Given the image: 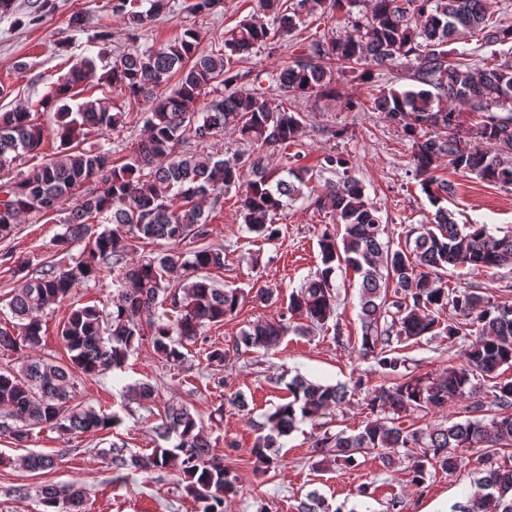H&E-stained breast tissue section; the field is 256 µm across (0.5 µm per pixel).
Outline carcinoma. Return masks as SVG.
Listing matches in <instances>:
<instances>
[{
    "label": "carcinoma",
    "mask_w": 512,
    "mask_h": 512,
    "mask_svg": "<svg viewBox=\"0 0 512 512\" xmlns=\"http://www.w3.org/2000/svg\"><path fill=\"white\" fill-rule=\"evenodd\" d=\"M150 7L142 9V3ZM341 0H258L259 15L224 33L218 47L199 51L196 31L187 29L162 47L132 46L108 64L101 80L129 99L145 102L147 137L123 163L112 158V148L101 144L84 147L94 131L116 130L130 123L131 113L113 112L101 100H89L72 109L65 103L78 95L77 88L96 70L94 59L81 58L36 103L0 112V169L19 159L40 154L45 129L34 123L32 107L55 106L59 139L57 152L28 173L0 180V238H10L22 216H44L50 210L67 211L65 231L52 245L64 252L75 242L84 244L80 255L68 262L43 265L35 275L23 273L8 307L19 320L0 327V348L15 351L37 348L42 341V313L66 301L73 288L108 279L115 285L112 311L97 304L73 307L58 330L69 352L68 362L24 359L15 370L0 372V407L22 422L4 429L17 442L29 430L46 427L77 435L112 431L123 423L119 414L97 411L75 402L73 388L80 377L121 370L129 355L144 341L171 367L184 364L183 349L196 343L202 330L238 313L245 303H273L280 291L218 288L210 271L224 269V248L204 244L210 237V216L204 202L220 206L224 192L244 187L242 221L247 230L266 240L282 233L276 215L287 201L303 195L308 181L299 171L274 179L265 156L250 154L246 160L189 152L183 144H202L238 129L243 140L276 148L296 141L303 126L299 112L271 107L264 92L236 88L238 75L232 64L248 60L252 50L270 34L294 33L302 16L330 13ZM366 12L352 21V32L329 39H313L304 58L287 65L272 77L279 88L295 98L334 93V73L362 69L405 71L421 88L399 91L380 89L372 109L400 127L412 142L415 177L435 208L429 226L413 241L393 248L383 241L385 225L378 208L365 194L362 183L343 171L337 182L324 184L315 204L329 210L333 228L319 239L322 268L288 295L286 312L273 320H257L243 327L234 348L269 350L279 345L292 328L290 318L307 324L311 333L336 316L337 287L333 275L345 268L359 278L362 335L358 354L372 359L394 376L390 385L375 389L367 409L374 418L353 434L341 431L315 442L316 468L328 462L349 467L357 456L373 455L389 469L404 457L411 483L426 482L430 469H457V451L482 449L486 466L475 481L477 490L451 512H512V378L499 370L512 367V306L499 305L469 288L448 287V269L467 268L489 272L512 267V232L497 236L484 224H459L443 206L452 186L435 177L440 162L495 184L512 185V51L494 61L470 62L462 52L450 59L448 43L474 38L487 45L512 43V25L489 18L487 0H369ZM164 9V0H112V14L138 31ZM272 17V25L264 17ZM178 77L171 92L160 91ZM217 84L220 98L201 111L200 95ZM480 115L465 129L457 108ZM477 139L490 145L482 150L468 146ZM248 175H243V166ZM79 185L87 186L75 195ZM105 224L107 228L100 229ZM203 243L189 252L177 246L185 239ZM164 242L161 251L128 263L135 241ZM179 273L173 284L170 274ZM449 308L456 321L443 324L440 311ZM476 332L468 334L462 364L449 366L437 377L402 372L405 360L396 356L401 345L425 336L446 333L458 336L465 322ZM483 390L476 389V383ZM287 400L254 424L251 450L255 470L267 472L281 465V439L299 423L343 407L349 393L344 383L313 382L297 374L284 382ZM155 393L148 381L127 386V397L150 401ZM472 397L475 417L451 425L423 424L418 414L439 409L448 401ZM493 413L481 418L485 404ZM157 436L169 447L158 446L141 454L112 443L107 455L116 471L148 473L178 465L180 486L190 496L196 512H224V499L238 492L222 458L213 453L202 421L183 404L167 406ZM30 472L55 467V459L31 452L21 459ZM85 494L73 484L61 492L52 484L40 491L43 512H82ZM298 512L329 510L313 490L297 505Z\"/></svg>",
    "instance_id": "1"
}]
</instances>
